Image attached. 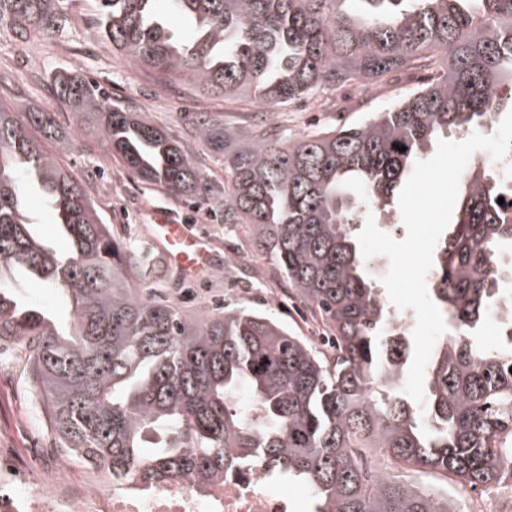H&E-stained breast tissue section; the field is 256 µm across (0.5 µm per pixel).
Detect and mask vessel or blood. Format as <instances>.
<instances>
[{
  "label": "vessel or blood",
  "instance_id": "1",
  "mask_svg": "<svg viewBox=\"0 0 512 512\" xmlns=\"http://www.w3.org/2000/svg\"><path fill=\"white\" fill-rule=\"evenodd\" d=\"M152 220L166 242L164 255L169 264L193 274L209 267L206 249L190 225L174 221L164 210L154 211Z\"/></svg>",
  "mask_w": 512,
  "mask_h": 512
}]
</instances>
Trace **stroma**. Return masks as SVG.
Returning <instances> with one entry per match:
<instances>
[{
  "mask_svg": "<svg viewBox=\"0 0 512 512\" xmlns=\"http://www.w3.org/2000/svg\"><path fill=\"white\" fill-rule=\"evenodd\" d=\"M69 31L59 37H31L18 48L13 36L0 34V106L13 112L48 109L68 124V113L57 102L52 80L61 72H73L102 85L113 101L164 127L178 138H186L188 117L195 112H220L228 138L225 154L247 139L256 115L276 131L296 141L312 130H332L381 110L382 99L363 101L351 86H340L322 97H305L286 107L253 108L236 99L202 94L182 82L165 83L147 76L133 62L104 45L98 35L94 0H70ZM59 162L78 178L92 177V195L114 225H133L143 236L152 237L151 212L159 208L190 221L197 235L207 242L211 260L218 269L211 276L192 279L182 289L181 312L189 319L207 310L223 308L275 311L270 295L285 291L269 256L242 231L227 230L223 211L175 199L161 188L141 183L122 163L110 157L91 135L79 134L65 144L51 146ZM19 297L57 318H65L67 306L53 290L11 272ZM25 355L10 342L0 344V443L17 449L21 459L33 457L35 449L55 447L41 406L31 397L23 364Z\"/></svg>",
  "mask_w": 512,
  "mask_h": 512,
  "instance_id": "stroma-1",
  "label": "stroma"
}]
</instances>
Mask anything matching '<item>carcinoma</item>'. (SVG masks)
<instances>
[{
	"label": "carcinoma",
	"instance_id": "1",
	"mask_svg": "<svg viewBox=\"0 0 512 512\" xmlns=\"http://www.w3.org/2000/svg\"><path fill=\"white\" fill-rule=\"evenodd\" d=\"M99 31L142 69L256 106L392 73H442L357 125L286 144L255 123L207 177L187 143L59 74L56 98L141 182L224 209L268 253L288 294L329 329L324 352L274 315L226 309L185 319L145 287L150 248L105 222L89 185L46 145L56 113L0 107V341L27 351L25 374L56 447L145 483L224 478L254 458L309 490L318 512H457L454 502L390 476H369L380 448L398 468H432L459 486L502 477L512 447V313L500 340L480 333L498 306L492 264L512 248V205L499 178L466 168L449 234L435 247L430 294L455 329L435 350L426 405L403 392L411 328L369 277L354 226L389 210L429 143L492 125L512 90V0H168L189 24L175 39L156 0H96ZM66 0H0L16 40L55 37ZM187 136L224 155V116L198 112ZM404 146L400 152L397 147ZM37 192L67 236L56 251L31 231L23 195ZM59 292L69 321L17 299L5 270Z\"/></svg>",
	"mask_w": 512,
	"mask_h": 512
}]
</instances>
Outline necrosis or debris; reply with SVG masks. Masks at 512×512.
Segmentation results:
<instances>
[{
  "mask_svg": "<svg viewBox=\"0 0 512 512\" xmlns=\"http://www.w3.org/2000/svg\"><path fill=\"white\" fill-rule=\"evenodd\" d=\"M0 512H296L259 459L207 488L193 480L146 484L113 480L100 466L76 471L64 449L32 475L17 451L0 447Z\"/></svg>",
  "mask_w": 512,
  "mask_h": 512,
  "instance_id": "necrosis-or-debris-1",
  "label": "necrosis or debris"
}]
</instances>
